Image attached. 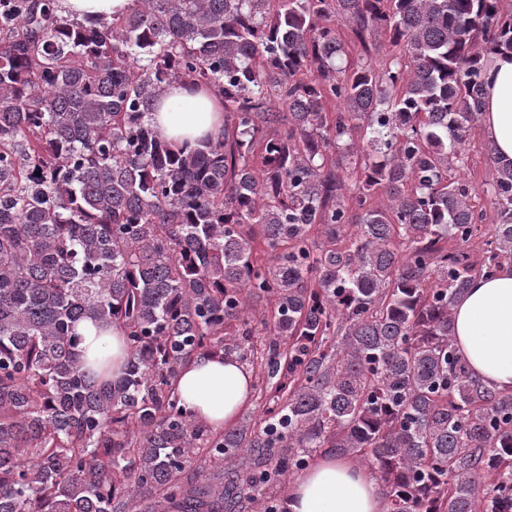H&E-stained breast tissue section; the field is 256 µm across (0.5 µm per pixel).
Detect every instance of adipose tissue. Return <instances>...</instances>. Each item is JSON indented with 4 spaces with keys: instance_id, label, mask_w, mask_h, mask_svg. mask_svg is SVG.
Wrapping results in <instances>:
<instances>
[{
    "instance_id": "adipose-tissue-1",
    "label": "adipose tissue",
    "mask_w": 512,
    "mask_h": 512,
    "mask_svg": "<svg viewBox=\"0 0 512 512\" xmlns=\"http://www.w3.org/2000/svg\"><path fill=\"white\" fill-rule=\"evenodd\" d=\"M482 129L498 155L512 159V55H499L485 71ZM151 121L177 146L224 134L221 97L206 87L175 83ZM453 337L472 374L488 387L512 391V266L480 275L453 307ZM182 407L213 427L235 421L253 393L251 372L235 355L204 354L177 381ZM284 512H387L379 479L351 459L316 457L289 485Z\"/></svg>"
}]
</instances>
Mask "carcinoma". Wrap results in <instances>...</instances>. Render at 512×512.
<instances>
[{
  "instance_id": "cac0c4a2",
  "label": "carcinoma",
  "mask_w": 512,
  "mask_h": 512,
  "mask_svg": "<svg viewBox=\"0 0 512 512\" xmlns=\"http://www.w3.org/2000/svg\"><path fill=\"white\" fill-rule=\"evenodd\" d=\"M500 2L0 0V512H279L320 448L387 512H512V392L452 340L472 278L512 263V159L486 146L487 233L448 178L512 54ZM343 26L408 61L343 66ZM177 82L223 97L224 137L157 133ZM85 321L124 333L121 376ZM204 353L271 384L259 422L180 406ZM64 14L83 18L88 15L107 16L126 11L130 0H63Z\"/></svg>"
}]
</instances>
